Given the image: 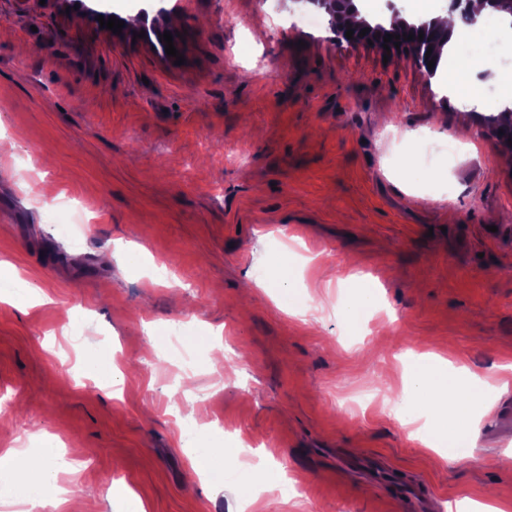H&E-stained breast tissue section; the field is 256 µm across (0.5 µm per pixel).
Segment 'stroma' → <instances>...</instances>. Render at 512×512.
<instances>
[{
    "label": "stroma",
    "instance_id": "35a3bbf8",
    "mask_svg": "<svg viewBox=\"0 0 512 512\" xmlns=\"http://www.w3.org/2000/svg\"><path fill=\"white\" fill-rule=\"evenodd\" d=\"M305 0H177L157 26L183 65L61 13L0 0V262L46 302L0 301V459L22 441L68 440L66 512H434L463 498L512 502V156L488 134L503 101L463 106L441 64L339 47ZM447 51L490 83L512 50L499 16ZM449 145L427 165L425 139ZM84 221L80 248L53 217ZM311 264H304V257ZM287 300L271 288L281 263ZM359 275L360 284L349 283ZM315 305L303 319L289 306ZM84 316L114 353L121 397L79 374ZM197 349L188 370L166 338ZM221 331L223 366L207 351ZM452 353L491 403L458 456L401 429L402 357ZM196 394L183 413L185 392ZM224 418L233 433L204 434ZM248 453L211 490L189 456ZM283 480L265 491L262 473ZM305 495L291 494L293 483Z\"/></svg>",
    "mask_w": 512,
    "mask_h": 512
}]
</instances>
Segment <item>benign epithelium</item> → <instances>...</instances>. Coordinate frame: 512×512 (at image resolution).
<instances>
[{
	"instance_id": "obj_1",
	"label": "benign epithelium",
	"mask_w": 512,
	"mask_h": 512,
	"mask_svg": "<svg viewBox=\"0 0 512 512\" xmlns=\"http://www.w3.org/2000/svg\"><path fill=\"white\" fill-rule=\"evenodd\" d=\"M303 3H309L316 7L324 9L331 16L332 30L335 34L336 45L344 44L350 46L364 45L373 42L377 45L384 44V37L389 34L396 35H414L411 40H400L399 50L407 51L411 55V60L415 68L426 79H431L436 74L437 68H428L429 60H438L440 53L448 43V28L437 20H408L403 17L400 11L394 7L390 8L391 15L388 20L371 24L364 19H357L359 14L358 6L355 0H301ZM472 0H450V11L459 12L462 20L470 25L478 24L479 12L471 8ZM62 7L69 8V12H75L83 16L92 24L98 23L97 17L103 16L109 19L112 16L110 11L96 10L88 7L84 0H61ZM369 29L365 36H360V31ZM353 30V38L346 37L347 30ZM426 41L432 48L430 58L415 51V47L420 41Z\"/></svg>"
}]
</instances>
